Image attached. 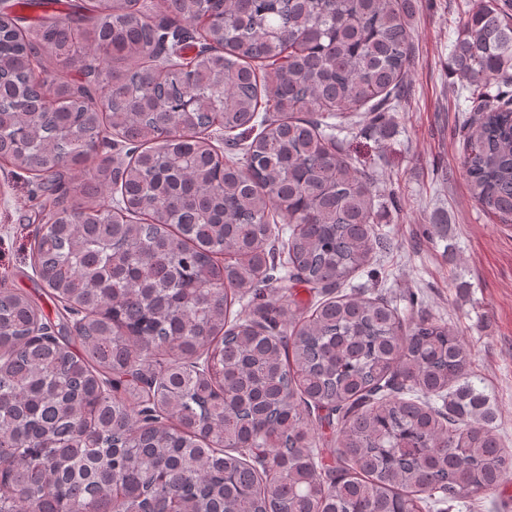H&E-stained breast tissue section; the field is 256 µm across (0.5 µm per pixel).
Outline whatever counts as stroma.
<instances>
[{
    "label": "stroma",
    "mask_w": 512,
    "mask_h": 512,
    "mask_svg": "<svg viewBox=\"0 0 512 512\" xmlns=\"http://www.w3.org/2000/svg\"><path fill=\"white\" fill-rule=\"evenodd\" d=\"M467 0H415L414 63L399 109L373 118L361 113L342 146L370 175L378 227L392 241L372 271L354 274L348 289L381 297L405 319L453 324L472 351L476 388L494 413L493 431L512 448V222L482 211L461 170L460 127L472 117L457 96L463 82L452 48ZM56 194L31 174L0 161V289L28 295L47 321L64 328L71 348L72 315L36 274L32 249L43 227L42 205ZM444 224V236L428 234ZM512 474L494 491L437 504L432 512H506Z\"/></svg>",
    "instance_id": "obj_1"
}]
</instances>
